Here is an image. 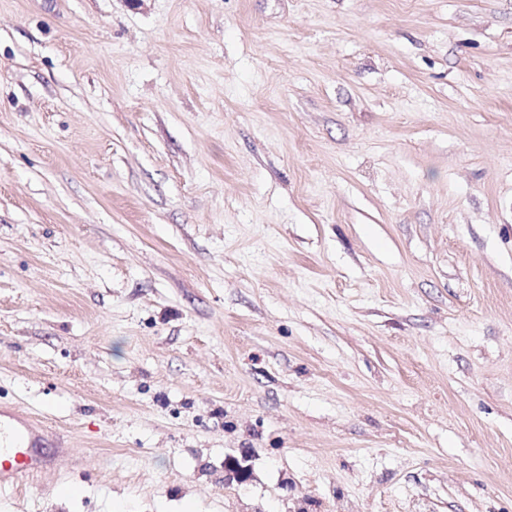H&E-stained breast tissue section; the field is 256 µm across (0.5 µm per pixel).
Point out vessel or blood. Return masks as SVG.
<instances>
[{"label":"vessel or blood","mask_w":512,"mask_h":512,"mask_svg":"<svg viewBox=\"0 0 512 512\" xmlns=\"http://www.w3.org/2000/svg\"><path fill=\"white\" fill-rule=\"evenodd\" d=\"M51 441L25 416L0 411V487L41 473L52 465L46 454Z\"/></svg>","instance_id":"vessel-or-blood-1"}]
</instances>
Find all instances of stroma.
Listing matches in <instances>:
<instances>
[{"label": "stroma", "instance_id": "stroma-1", "mask_svg": "<svg viewBox=\"0 0 512 512\" xmlns=\"http://www.w3.org/2000/svg\"><path fill=\"white\" fill-rule=\"evenodd\" d=\"M1 407L0 512H512V0H0ZM48 435L16 412L0 411V487L13 486L51 467Z\"/></svg>", "mask_w": 512, "mask_h": 512}]
</instances>
